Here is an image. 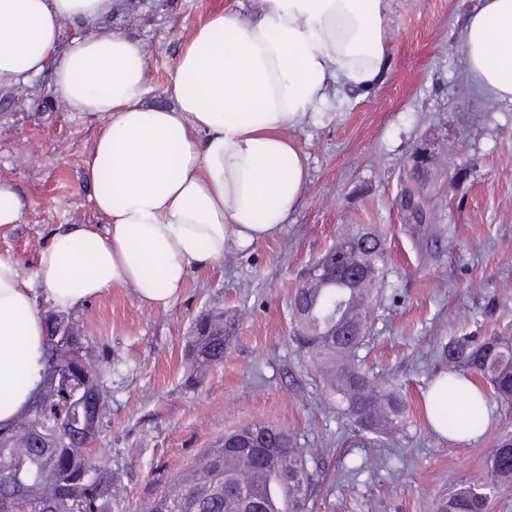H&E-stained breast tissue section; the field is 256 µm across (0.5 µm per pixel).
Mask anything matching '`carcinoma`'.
<instances>
[{"instance_id": "cac0c4a2", "label": "carcinoma", "mask_w": 512, "mask_h": 512, "mask_svg": "<svg viewBox=\"0 0 512 512\" xmlns=\"http://www.w3.org/2000/svg\"><path fill=\"white\" fill-rule=\"evenodd\" d=\"M373 240L365 252L371 280L364 288L340 281L324 288L291 292L292 342L319 373L325 393L353 430L367 443L399 431L406 405L395 389L379 385L360 366L366 341L369 290L384 278L388 261L382 233L371 224H353L336 241L343 256L364 231ZM48 347L38 394L30 407L0 425V512L21 501L29 512H112L120 475L106 449L96 448L104 427L105 375L84 354V338L69 334L74 323L62 313H48ZM186 356L198 369L224 360V312L199 318ZM448 366V393L461 392L460 380L477 377L500 403L512 405V335L451 336L437 344ZM448 432L460 434L484 426V407L466 402L465 413L448 412ZM262 437L267 459L231 444ZM321 448H308L288 432L266 423L242 427L205 449L192 468L180 475L148 506L147 512H303L319 487ZM489 480L464 486L439 501L437 512H488L490 501L512 486V438L498 440L487 455ZM285 482L293 491L288 504L277 502Z\"/></svg>"}]
</instances>
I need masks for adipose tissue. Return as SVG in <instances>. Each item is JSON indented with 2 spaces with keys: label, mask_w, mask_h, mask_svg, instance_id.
Returning a JSON list of instances; mask_svg holds the SVG:
<instances>
[{
  "label": "adipose tissue",
  "mask_w": 512,
  "mask_h": 512,
  "mask_svg": "<svg viewBox=\"0 0 512 512\" xmlns=\"http://www.w3.org/2000/svg\"><path fill=\"white\" fill-rule=\"evenodd\" d=\"M119 0H0V86L51 76L54 97L109 123L83 160L104 224H61L32 270L0 257V423L36 395L47 311L122 286L166 307L229 246L277 235L308 183L288 136L317 104L381 84L393 0H233L185 43L166 92L145 101L146 55L123 32L74 37L65 25L117 14ZM474 83L512 101V0H479L466 20Z\"/></svg>",
  "instance_id": "obj_1"
}]
</instances>
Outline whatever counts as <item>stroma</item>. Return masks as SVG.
<instances>
[{"mask_svg": "<svg viewBox=\"0 0 512 512\" xmlns=\"http://www.w3.org/2000/svg\"><path fill=\"white\" fill-rule=\"evenodd\" d=\"M224 2L123 0L117 15L79 33L130 35L147 57V100L162 103L183 42ZM476 4L395 0L384 82L341 107L317 108L293 131L310 179L279 234L228 248L168 307L141 306L116 286L72 312L106 375L101 444L121 474L116 512H141L215 440L256 422L324 448L312 512H360L366 503L372 512H436L452 490L487 481L488 451L512 432V408L488 400L480 438L458 442L432 431L424 405L446 371L438 342L476 330L512 334V103L478 90L467 72L466 17ZM108 120L69 110L44 75L0 87V181L29 202L18 224L0 229V256L28 271L57 225L100 223L83 159ZM418 186L423 224L399 206L401 189ZM350 224L375 225L388 246L386 285L370 303L360 354L370 376L399 391L409 419L378 447L353 437L289 339L298 270ZM216 309L224 360L190 371L194 321Z\"/></svg>", "mask_w": 512, "mask_h": 512, "instance_id": "stroma-1", "label": "stroma"}]
</instances>
